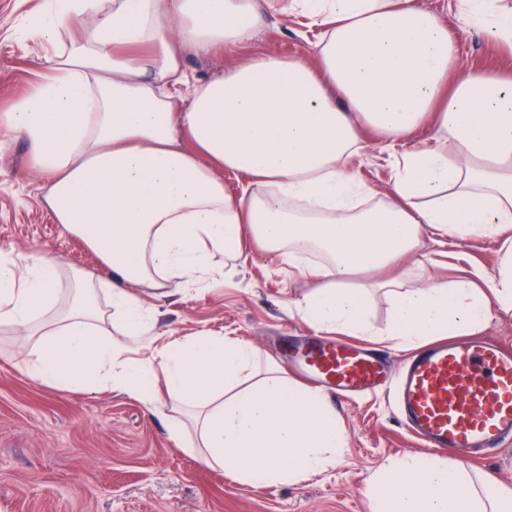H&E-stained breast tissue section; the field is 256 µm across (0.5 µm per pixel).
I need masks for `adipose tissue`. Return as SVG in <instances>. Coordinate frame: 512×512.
I'll return each instance as SVG.
<instances>
[{"label": "adipose tissue", "instance_id": "1", "mask_svg": "<svg viewBox=\"0 0 512 512\" xmlns=\"http://www.w3.org/2000/svg\"><path fill=\"white\" fill-rule=\"evenodd\" d=\"M33 26L54 53L42 78L0 111V140H26L55 223L97 256L61 274L47 256L0 257V327L34 337L26 372L50 385L112 388L148 406L160 393L197 410L202 462L254 486L321 471L348 445L328 396L270 370L249 343L192 336L129 363L101 339L95 288L112 280L123 331L138 340L151 311L132 286L207 281L243 256L244 240L317 286L295 307L319 331L401 344L482 330L512 312V76L461 66L440 12L422 0H56ZM320 34L301 56L266 50L189 82L186 50L249 42L271 14ZM463 29L512 53V8L457 0ZM397 155L387 187L351 161L366 133ZM243 179L239 194L224 175ZM498 243L493 268L450 281L393 277L424 234ZM362 275L387 290L384 327L368 317ZM74 293L55 306L62 286ZM372 512H512L467 461L404 454L367 480Z\"/></svg>", "mask_w": 512, "mask_h": 512}]
</instances>
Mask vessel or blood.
<instances>
[{
	"mask_svg": "<svg viewBox=\"0 0 512 512\" xmlns=\"http://www.w3.org/2000/svg\"><path fill=\"white\" fill-rule=\"evenodd\" d=\"M288 356L342 398L396 384L401 417L426 449L488 450L512 439V349L486 337L422 346L395 375L346 338L296 346Z\"/></svg>",
	"mask_w": 512,
	"mask_h": 512,
	"instance_id": "1",
	"label": "vessel or blood"
}]
</instances>
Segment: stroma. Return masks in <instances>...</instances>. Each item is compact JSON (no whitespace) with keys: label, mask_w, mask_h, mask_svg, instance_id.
<instances>
[{"label":"stroma","mask_w":512,"mask_h":512,"mask_svg":"<svg viewBox=\"0 0 512 512\" xmlns=\"http://www.w3.org/2000/svg\"><path fill=\"white\" fill-rule=\"evenodd\" d=\"M52 4L0 0L1 109L31 90L53 53L30 34ZM452 33L465 68L512 70V58L494 44L457 27ZM313 36L305 19L280 14L249 43L187 52L183 67L190 79L206 80L223 74L226 60L266 49L301 55ZM428 137L421 130L391 149L368 138L353 169L367 183L387 185L394 155L423 147ZM43 183L25 141L0 149V248L16 257L50 256L65 273L94 267L96 255L44 207ZM243 248L246 262L221 268L204 287H134L151 307L152 319L129 359H152L188 336H232L260 349L282 375L295 377L281 344L287 336L312 335L294 307L312 284L252 241ZM496 249L482 239L441 244L427 238L421 251L448 280L472 265L492 263ZM28 358L12 333L0 334V512H371L370 475L388 459L422 450L402 424L392 391L339 398L333 405L348 432L341 456L309 478L255 487L201 464L189 406L166 395L147 406L118 390L50 386L25 372ZM174 422L182 424L181 436L171 434ZM467 460L496 484L512 488V440Z\"/></svg>","instance_id":"stroma-1"}]
</instances>
